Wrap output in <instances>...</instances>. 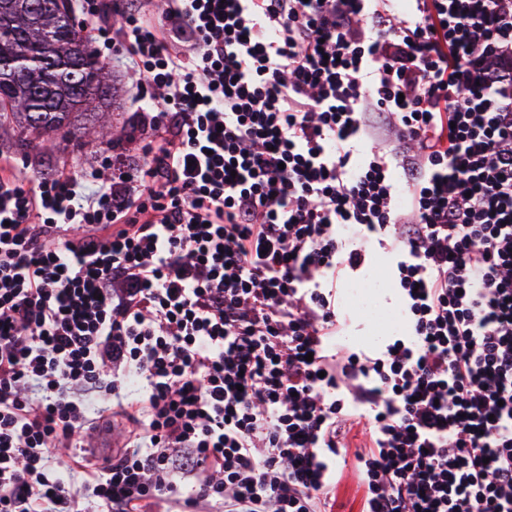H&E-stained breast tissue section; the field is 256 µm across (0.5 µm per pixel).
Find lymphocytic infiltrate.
Listing matches in <instances>:
<instances>
[{
  "label": "lymphocytic infiltrate",
  "instance_id": "1",
  "mask_svg": "<svg viewBox=\"0 0 512 512\" xmlns=\"http://www.w3.org/2000/svg\"><path fill=\"white\" fill-rule=\"evenodd\" d=\"M132 197L0 153V512H512V0H138ZM403 255L408 340L328 274ZM140 426L81 484L94 403ZM367 436L349 450L353 433ZM367 251L366 262L362 267L354 270L346 267L339 271L336 277L337 295L344 298L352 288L361 286L368 292L371 302L392 313L394 320L388 316L379 317L385 315V311L380 309L375 311L376 316L364 299L347 303L342 308L335 344L346 347L350 352L373 356L384 350L394 339L409 334L410 318L397 288V263L402 259L401 256L389 246L381 247L375 236ZM375 275L383 281L381 288H372L370 285ZM381 324L386 328L384 334L377 333V327ZM360 498L361 491L357 488L356 479L345 469L344 477L336 494L339 507L337 509L335 507L334 512H360Z\"/></svg>",
  "mask_w": 512,
  "mask_h": 512
}]
</instances>
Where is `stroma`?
I'll use <instances>...</instances> for the list:
<instances>
[{"mask_svg": "<svg viewBox=\"0 0 512 512\" xmlns=\"http://www.w3.org/2000/svg\"><path fill=\"white\" fill-rule=\"evenodd\" d=\"M96 8L101 28L92 34L93 46L99 56L107 58L112 77L122 89L123 109L118 117L121 131L85 142L61 137L50 144L25 139L15 123L0 122V152L12 155L21 170L63 171L76 175L99 165L108 153L112 154L115 163L128 170L141 160L144 115L135 104L134 79L122 57L113 55L112 44L103 34L105 28L119 24L121 17L115 10L114 0H96ZM399 259L398 253L374 243L369 246L362 267L339 271L336 277L338 295H347L352 288L361 286L367 288L369 297L343 306L336 345L372 356L394 339L408 334L410 318L397 286ZM377 306L384 309V316L374 314L373 309ZM128 428L125 421L115 422L108 417L98 420L91 445L84 451L90 467H97L111 457L114 447L123 446Z\"/></svg>", "mask_w": 512, "mask_h": 512, "instance_id": "1", "label": "stroma"}]
</instances>
